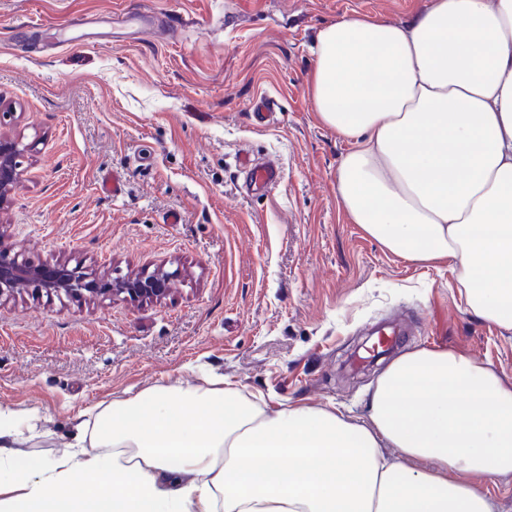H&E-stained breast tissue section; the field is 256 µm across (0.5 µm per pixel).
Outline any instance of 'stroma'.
I'll list each match as a JSON object with an SVG mask.
<instances>
[{
  "label": "stroma",
  "mask_w": 512,
  "mask_h": 512,
  "mask_svg": "<svg viewBox=\"0 0 512 512\" xmlns=\"http://www.w3.org/2000/svg\"><path fill=\"white\" fill-rule=\"evenodd\" d=\"M425 3L0 0V134L33 146L0 238L35 262L180 272L157 303H0V407L32 426L21 458L60 455L95 407L149 387L226 378L271 405L361 413L389 360L355 366L356 347L386 319L400 351L453 348L512 379V331L468 310L450 265L406 263L351 223L346 145L308 94L323 25L403 22ZM245 152L279 166L271 190L247 189ZM115 173L117 197L102 189Z\"/></svg>",
  "instance_id": "35a3bbf8"
}]
</instances>
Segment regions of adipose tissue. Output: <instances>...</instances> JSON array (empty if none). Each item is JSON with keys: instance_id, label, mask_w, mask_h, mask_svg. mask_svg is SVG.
<instances>
[{"instance_id": "adipose-tissue-1", "label": "adipose tissue", "mask_w": 512, "mask_h": 512, "mask_svg": "<svg viewBox=\"0 0 512 512\" xmlns=\"http://www.w3.org/2000/svg\"><path fill=\"white\" fill-rule=\"evenodd\" d=\"M310 99L349 149L352 223L417 265L447 263L479 319L512 330V0H430L402 23L320 28ZM0 408V512H503L512 380L417 347L356 415L221 387L151 388L101 409L55 458L20 460Z\"/></svg>"}]
</instances>
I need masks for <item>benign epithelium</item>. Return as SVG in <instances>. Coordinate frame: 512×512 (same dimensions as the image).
Returning a JSON list of instances; mask_svg holds the SVG:
<instances>
[{
	"mask_svg": "<svg viewBox=\"0 0 512 512\" xmlns=\"http://www.w3.org/2000/svg\"><path fill=\"white\" fill-rule=\"evenodd\" d=\"M30 146L20 138L0 136V205L17 184L21 159ZM180 274L163 266L124 276L100 275L80 265L66 262L32 263L20 259L11 246L0 239V299L31 291L58 297H84L93 300L122 298L137 302L163 299L170 284Z\"/></svg>",
	"mask_w": 512,
	"mask_h": 512,
	"instance_id": "benign-epithelium-1",
	"label": "benign epithelium"
}]
</instances>
